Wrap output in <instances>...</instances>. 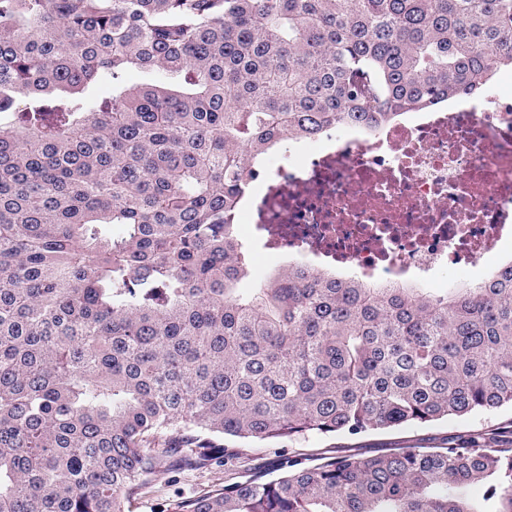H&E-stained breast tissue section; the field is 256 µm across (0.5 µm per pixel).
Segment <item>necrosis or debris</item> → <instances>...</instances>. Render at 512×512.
I'll return each mask as SVG.
<instances>
[{
    "instance_id": "4bbe7bcc",
    "label": "necrosis or debris",
    "mask_w": 512,
    "mask_h": 512,
    "mask_svg": "<svg viewBox=\"0 0 512 512\" xmlns=\"http://www.w3.org/2000/svg\"><path fill=\"white\" fill-rule=\"evenodd\" d=\"M237 221L280 266L335 267L371 288L430 282L512 244V94L458 97L293 145Z\"/></svg>"
}]
</instances>
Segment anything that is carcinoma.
<instances>
[{
    "label": "carcinoma",
    "instance_id": "carcinoma-1",
    "mask_svg": "<svg viewBox=\"0 0 512 512\" xmlns=\"http://www.w3.org/2000/svg\"><path fill=\"white\" fill-rule=\"evenodd\" d=\"M503 67L512 0H0V512H131L227 440L512 407V259L442 293L300 265L241 288L233 219L277 144ZM179 512H512V445L290 459Z\"/></svg>",
    "mask_w": 512,
    "mask_h": 512
}]
</instances>
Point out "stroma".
Segmentation results:
<instances>
[{
	"label": "stroma",
	"mask_w": 512,
	"mask_h": 512,
	"mask_svg": "<svg viewBox=\"0 0 512 512\" xmlns=\"http://www.w3.org/2000/svg\"><path fill=\"white\" fill-rule=\"evenodd\" d=\"M476 430L495 434L505 442L512 440V408L504 407L477 417H455L425 425L369 431L357 436L273 443L258 451L246 448L230 465L219 459L203 470L157 473L149 492L138 497L132 512H177L176 506L182 499L206 493L228 479L239 480L253 471L277 477L287 458L294 456L307 458L316 453L327 457L348 453L367 456L392 448H442L449 441L470 436Z\"/></svg>",
	"instance_id": "35a3bbf8"
}]
</instances>
